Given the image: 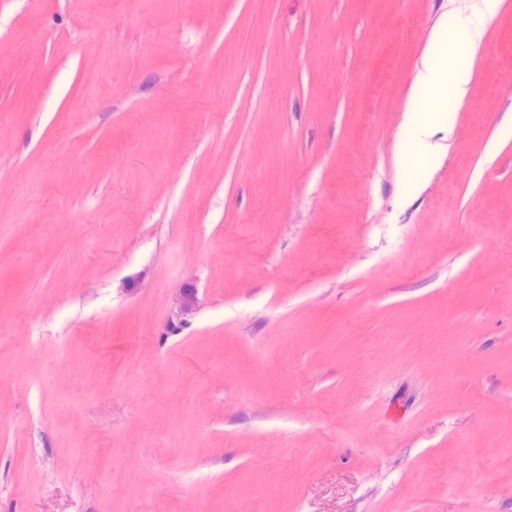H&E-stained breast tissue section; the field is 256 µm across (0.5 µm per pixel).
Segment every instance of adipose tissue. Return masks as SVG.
<instances>
[{
	"label": "adipose tissue",
	"instance_id": "adipose-tissue-1",
	"mask_svg": "<svg viewBox=\"0 0 512 512\" xmlns=\"http://www.w3.org/2000/svg\"><path fill=\"white\" fill-rule=\"evenodd\" d=\"M478 46L481 32L478 28L461 27L455 13L445 15L435 28L431 38V50L415 80L408 113L412 122L420 120V105L432 91L448 86L452 104L464 97L471 77V59L463 56L455 62H448L446 49L449 39Z\"/></svg>",
	"mask_w": 512,
	"mask_h": 512
}]
</instances>
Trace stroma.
I'll list each match as a JSON object with an SVG mask.
<instances>
[{"mask_svg": "<svg viewBox=\"0 0 512 512\" xmlns=\"http://www.w3.org/2000/svg\"><path fill=\"white\" fill-rule=\"evenodd\" d=\"M0 512H512V0H0ZM448 38L467 42L475 50L481 39V32L477 27H461L456 14L449 11L438 26L435 28L431 38V50L415 80L412 97L408 105V113L412 123L420 121V104L432 91L442 86L441 73L443 66H448L446 49ZM471 77V57L458 58L448 73V88L450 104L448 111L441 112L439 122L450 126L455 117V104L464 97Z\"/></svg>", "mask_w": 512, "mask_h": 512, "instance_id": "stroma-1", "label": "stroma"}]
</instances>
